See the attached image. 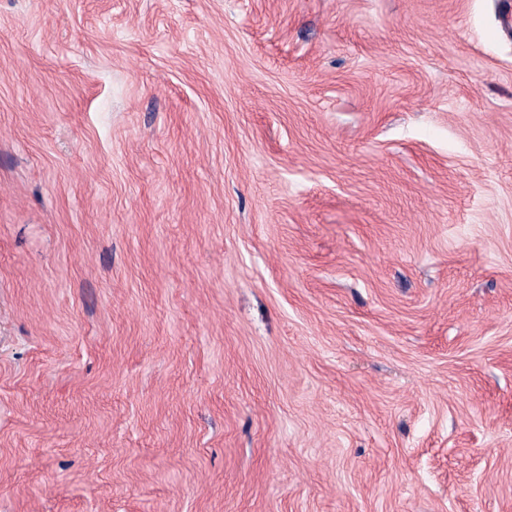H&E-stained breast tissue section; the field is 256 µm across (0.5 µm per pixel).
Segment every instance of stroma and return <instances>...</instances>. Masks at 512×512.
Masks as SVG:
<instances>
[{"mask_svg":"<svg viewBox=\"0 0 512 512\" xmlns=\"http://www.w3.org/2000/svg\"><path fill=\"white\" fill-rule=\"evenodd\" d=\"M0 512H512V0H0Z\"/></svg>","mask_w":512,"mask_h":512,"instance_id":"35a3bbf8","label":"stroma"}]
</instances>
